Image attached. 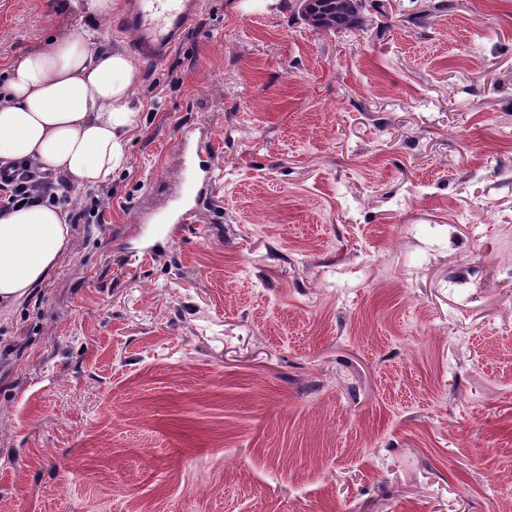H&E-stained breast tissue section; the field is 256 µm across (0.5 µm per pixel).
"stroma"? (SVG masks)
Returning a JSON list of instances; mask_svg holds the SVG:
<instances>
[{"label":"stroma","mask_w":512,"mask_h":512,"mask_svg":"<svg viewBox=\"0 0 512 512\" xmlns=\"http://www.w3.org/2000/svg\"><path fill=\"white\" fill-rule=\"evenodd\" d=\"M437 2L330 32L202 0L138 60L103 222L0 323L7 512H512V0ZM86 30L133 52L0 0V80ZM180 150L185 153L189 150L191 154V169L193 172V178L187 185V190L184 194L183 201L185 204H190L196 199L195 189L199 182H204L209 178L211 166L207 159H204L205 150L203 151L199 145L194 148H190L187 142H181Z\"/></svg>","instance_id":"obj_1"}]
</instances>
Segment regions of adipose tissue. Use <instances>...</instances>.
I'll use <instances>...</instances> for the list:
<instances>
[{
    "label": "adipose tissue",
    "instance_id": "1",
    "mask_svg": "<svg viewBox=\"0 0 512 512\" xmlns=\"http://www.w3.org/2000/svg\"><path fill=\"white\" fill-rule=\"evenodd\" d=\"M138 68L86 33L25 50L0 89V163L33 160L87 189L111 182L141 128ZM66 210L32 202L0 212V318L9 319L66 256Z\"/></svg>",
    "mask_w": 512,
    "mask_h": 512
}]
</instances>
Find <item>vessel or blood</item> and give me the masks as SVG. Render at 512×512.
<instances>
[{
	"instance_id": "obj_1",
	"label": "vessel or blood",
	"mask_w": 512,
	"mask_h": 512,
	"mask_svg": "<svg viewBox=\"0 0 512 512\" xmlns=\"http://www.w3.org/2000/svg\"><path fill=\"white\" fill-rule=\"evenodd\" d=\"M201 0H126L121 15L115 19L114 27L121 32L131 33L136 51L148 61L164 59L178 42L187 25L199 12ZM181 151L191 154L193 180L187 185L184 203L195 198L199 182L205 181L211 166L199 147L181 143Z\"/></svg>"
}]
</instances>
